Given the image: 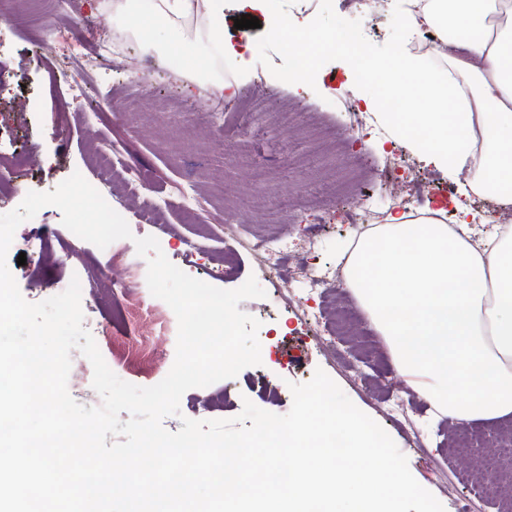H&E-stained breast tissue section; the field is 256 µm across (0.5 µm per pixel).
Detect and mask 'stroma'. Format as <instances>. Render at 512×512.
<instances>
[{
    "label": "stroma",
    "instance_id": "obj_1",
    "mask_svg": "<svg viewBox=\"0 0 512 512\" xmlns=\"http://www.w3.org/2000/svg\"><path fill=\"white\" fill-rule=\"evenodd\" d=\"M401 4L402 0H388L383 11L365 17L351 12L347 0H316L306 12L297 10L293 0H276L279 12L295 20L303 33L354 30L358 45L372 61L407 47L410 37L398 24ZM18 6L25 14L23 20L0 23V157L22 156L30 163L0 168V214L17 208L28 192L54 190L74 167H82L87 180H97L101 148L118 142L123 146L118 174L108 179L105 190L133 236L156 237L174 265L221 289L238 288L251 277L262 278L259 257L247 244L255 235L281 236L288 246L289 265L343 266L349 245L364 234V225L353 222L350 208L328 207L326 233L309 250L301 241L306 216L326 195L349 193L357 185L374 204L386 207L389 192L379 172L393 150L401 151L418 174L417 181L399 186V193L445 195L453 218L463 206L471 217L512 223V209L474 201L465 192L468 173L449 177L418 154L411 141L397 136L383 107L368 112L382 136L347 140L348 117L337 97L360 107L365 99L377 97L378 91L343 56L321 55L313 78L299 86L293 73L298 42L275 49L264 29L248 30V52L258 64L241 80L231 100L246 104L253 94L262 93L266 112L250 135L241 136L225 133L223 121L200 111V91L189 83L185 71L194 58L191 45L178 46L183 66L177 70L168 54L143 50V41L153 36L149 23L111 8L109 0H65L61 7L54 0H18ZM116 33L123 36L122 50L130 62L126 72L96 73L84 97L71 100L59 74L67 68L72 41H80L87 49ZM143 59L150 62L153 98L142 126L134 128L115 108L122 95L134 92L136 65ZM23 98L29 102L24 110L16 106ZM285 103L303 106L304 112L283 126L272 122L270 113ZM189 187L198 197L204 223H189L179 206ZM159 194L171 203L162 223H140L141 210ZM255 196L264 201L262 212L248 208ZM214 205L223 214L237 217L239 242L226 239L223 223L209 219ZM21 255L26 258L22 266L17 263ZM109 257V250L87 241L72 243L61 211L48 205L17 228L7 265L21 294L32 303L44 299L35 290L38 281L58 288L74 272L88 275L92 286L81 297L84 328L103 353L116 338L153 349L151 372L136 380L138 386L149 387L164 379L174 363L178 324L172 321L150 332L143 328L141 317L120 318L123 291L100 275ZM337 302L353 311L352 331L337 337L333 348L312 341L299 350L291 346L292 335L301 329L297 296L270 288L265 298L241 302L240 310L261 323V365L188 390L180 402V415L166 417L164 427L178 431L185 417L230 419L241 413L247 400L263 410L286 414L293 402L290 383H306L320 368L393 438L415 479L442 503L445 512H512L511 483H502L491 497L473 491L466 482L467 473L480 470L490 455H499L503 469L512 468V457L502 454L495 443L498 434L512 431V417L463 424L434 416L396 378L382 338L349 289H332L330 298L316 310L331 318ZM390 392L407 406L406 413L396 419L385 401Z\"/></svg>",
    "mask_w": 512,
    "mask_h": 512
}]
</instances>
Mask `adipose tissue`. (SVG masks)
<instances>
[{
	"label": "adipose tissue",
	"mask_w": 512,
	"mask_h": 512,
	"mask_svg": "<svg viewBox=\"0 0 512 512\" xmlns=\"http://www.w3.org/2000/svg\"><path fill=\"white\" fill-rule=\"evenodd\" d=\"M163 40L185 41L194 15L207 60L244 73L256 66L224 32V0H137ZM402 28H452L429 55L405 53L369 66L367 78L392 96L425 102L424 112L389 115L399 134L469 188L512 205V0H405ZM432 217H390L360 237L344 271L371 326L388 346L395 374L430 406L467 423L512 414V236L488 233L471 246Z\"/></svg>",
	"instance_id": "adipose-tissue-1"
}]
</instances>
